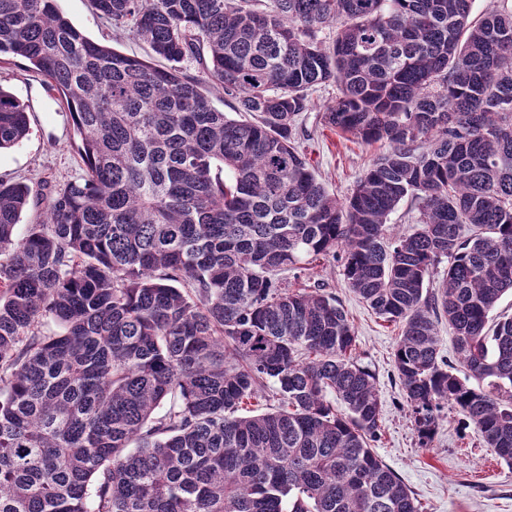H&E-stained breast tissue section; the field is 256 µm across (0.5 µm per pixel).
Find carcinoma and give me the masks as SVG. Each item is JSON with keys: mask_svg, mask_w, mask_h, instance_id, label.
I'll use <instances>...</instances> for the list:
<instances>
[{"mask_svg": "<svg viewBox=\"0 0 512 512\" xmlns=\"http://www.w3.org/2000/svg\"><path fill=\"white\" fill-rule=\"evenodd\" d=\"M92 2L168 67L57 0H0V56L61 96L85 165L22 237L31 189L0 180V512H421L371 448L344 307L279 278L329 257L401 327L420 445L446 404L512 466V316L491 318L512 293V0L476 21L473 0ZM326 84L322 125L383 147L343 199L296 144ZM29 129L0 88V151ZM442 317L483 386L441 356ZM92 0H57L60 10L83 33L94 41L109 43L113 48L128 55L148 59L152 52L149 46L129 34L115 37L110 25L96 13ZM417 207L410 200L400 204L396 212L391 216L390 224H396L393 229L394 233H410L418 227L419 224L416 223L419 217Z\"/></svg>", "mask_w": 512, "mask_h": 512, "instance_id": "1", "label": "carcinoma"}]
</instances>
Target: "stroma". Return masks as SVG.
<instances>
[{
	"mask_svg": "<svg viewBox=\"0 0 512 512\" xmlns=\"http://www.w3.org/2000/svg\"><path fill=\"white\" fill-rule=\"evenodd\" d=\"M57 4L90 39L128 55L150 57L145 42L125 33L114 35L91 0H57ZM0 87L15 94L29 112L28 136L0 153V178L31 188L30 204L17 226L22 234L28 225L43 220L50 191L80 176L84 164L73 145L70 116L40 74L15 59L0 65ZM336 93L332 85L313 89L311 110L297 119V138L319 181L342 197L351 192L359 173L381 148L322 127L320 113ZM317 282L341 301L355 329L358 360L376 375L383 431L373 448L414 493L422 512H512V467L484 448L472 430L461 429L455 413L444 411L431 446H418L392 359L399 326L383 321L347 286L340 262L322 260L291 284L304 288Z\"/></svg>",
	"mask_w": 512,
	"mask_h": 512,
	"instance_id": "stroma-1",
	"label": "stroma"
}]
</instances>
